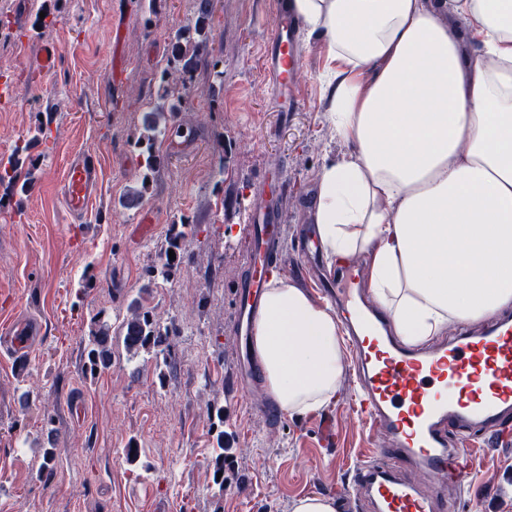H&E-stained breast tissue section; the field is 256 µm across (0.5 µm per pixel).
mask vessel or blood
Masks as SVG:
<instances>
[{"label": "vessel or blood", "instance_id": "vessel-or-blood-1", "mask_svg": "<svg viewBox=\"0 0 512 512\" xmlns=\"http://www.w3.org/2000/svg\"><path fill=\"white\" fill-rule=\"evenodd\" d=\"M294 38L291 16L281 14L267 43L265 69L282 112L299 105L294 74L301 58ZM100 180L94 154L83 151L69 158L60 198L70 223L84 221ZM284 220L281 190L264 185L249 216L248 272L234 290L233 385L238 393L256 371L253 320L277 265ZM323 293L349 333L359 387L355 412L381 439L375 456L356 467L351 483L339 493L340 512H351L361 499L371 512H458L447 487L464 485L472 454L453 443V436L484 441L512 433V318L418 353L398 340L376 306L354 299L351 289L327 287ZM38 334V324L18 323L0 337V348L22 358ZM419 472L429 478V488L412 481Z\"/></svg>", "mask_w": 512, "mask_h": 512}]
</instances>
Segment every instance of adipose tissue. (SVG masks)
Listing matches in <instances>:
<instances>
[{"instance_id":"adipose-tissue-1","label":"adipose tissue","mask_w":512,"mask_h":512,"mask_svg":"<svg viewBox=\"0 0 512 512\" xmlns=\"http://www.w3.org/2000/svg\"><path fill=\"white\" fill-rule=\"evenodd\" d=\"M343 76L329 122L354 152L322 166L311 210L329 261L419 345L512 308V0H291ZM342 324L273 276L253 348L284 414L331 400Z\"/></svg>"}]
</instances>
